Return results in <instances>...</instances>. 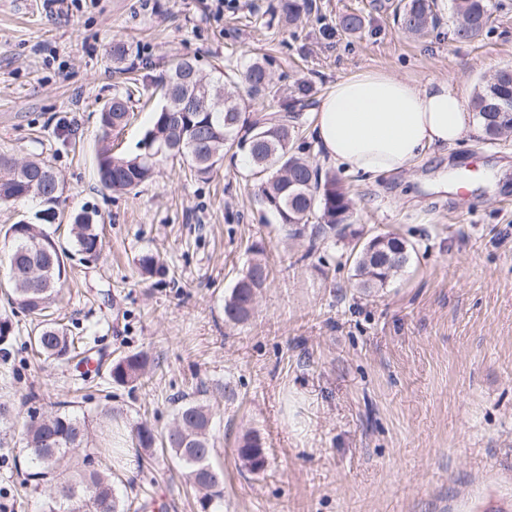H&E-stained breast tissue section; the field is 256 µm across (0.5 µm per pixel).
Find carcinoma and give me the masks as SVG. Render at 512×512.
<instances>
[{
    "label": "carcinoma",
    "instance_id": "carcinoma-1",
    "mask_svg": "<svg viewBox=\"0 0 512 512\" xmlns=\"http://www.w3.org/2000/svg\"><path fill=\"white\" fill-rule=\"evenodd\" d=\"M312 10V0H277L272 14L293 24ZM455 40L470 42L482 35L490 19L489 0H448ZM396 19L412 35L423 36L439 25L435 0H399ZM272 61L255 59L243 71L227 73L220 63L211 65V74L200 75L197 60L173 56L164 72L155 79L154 93L162 103L154 112L152 126L144 140L151 151L134 156L117 154L112 134L124 129L131 112L134 91L116 93L100 115L102 134L96 150L99 183L107 191L132 192L153 180L156 167L169 158H179L200 176L210 174L224 158V150L236 148L247 155L250 177L257 183V199L289 237L310 231V242L334 238L353 223L354 202L336 172L322 169L300 156L304 144H296L295 113L309 88L300 85L287 111L254 115L250 103L235 90L242 81L249 86L250 98L264 96L273 84ZM512 96V66L499 69L475 90L472 107L491 140L512 134V118L499 114L502 94ZM65 186L50 162L37 156L15 158L0 153V205L35 201L38 209L28 223L18 222L5 230L7 254L0 258L5 267L11 303L30 317L29 343L44 360L59 365L74 364L78 369L89 358L75 359V338L48 313L62 288L68 251L46 230L49 224H62ZM95 213L85 208L72 211L68 225L73 244L87 254H100L102 239L96 229ZM315 220L309 224V220ZM382 241L381 249L401 252L393 270L376 267L360 249L355 259L358 287L382 288L409 261L412 246L395 234H374L369 240ZM268 279V269L260 259L253 260L224 299L227 321L240 324L253 310L254 298ZM148 374L147 357L141 353L112 361L110 379L120 386L140 384ZM212 408L199 401H188L176 412L175 427L164 436L166 448L185 468L190 484L202 491L200 512H221L224 501V471L211 463L214 443L210 429ZM25 451L39 471L28 479L55 472L66 450L80 447L87 437L86 420L65 410L46 417L36 415L22 423ZM141 448L155 444L153 430L145 424L133 429ZM238 455L245 467L258 473L267 466V457L255 436H246ZM42 512H121L112 480L97 470L82 472L78 478L57 487L43 502Z\"/></svg>",
    "mask_w": 512,
    "mask_h": 512
}]
</instances>
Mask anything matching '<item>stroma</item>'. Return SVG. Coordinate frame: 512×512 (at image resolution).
<instances>
[{
	"label": "stroma",
	"mask_w": 512,
	"mask_h": 512,
	"mask_svg": "<svg viewBox=\"0 0 512 512\" xmlns=\"http://www.w3.org/2000/svg\"><path fill=\"white\" fill-rule=\"evenodd\" d=\"M398 0H313L293 26L272 20V0H76L56 13L46 0H0V150L46 157L71 210L98 213L104 249H70L56 317L93 337L102 372L34 359L29 319L0 298L17 331L0 355V489L6 512H39L48 485L19 494L32 465L19 427L59 402L88 424L98 445L109 428L174 422L179 401L213 409L211 462L224 471V512H485L512 503V137L478 133L450 153L427 152L396 174H342L356 216L345 237L309 247L260 223L246 167L225 158L200 177L179 162L160 166L139 193L101 189L99 114L124 90L112 45L128 44L142 76L173 54L243 69L273 58L274 93L256 112H280L295 82L309 88L299 132L321 163L314 114L337 78L363 69L452 79L465 97L512 66V0H491L486 31L455 41L441 20L423 37L405 33ZM363 17L361 33L340 26ZM468 175L473 190L442 180ZM376 233L412 243L408 264L381 288L356 286V246ZM160 255L163 273L142 277L138 259ZM270 277L250 319L233 325L224 298L254 258ZM146 353L136 387L105 372L127 353ZM260 440L263 472L237 450ZM131 465L101 454L124 512H199L185 470L160 448L128 444Z\"/></svg>",
	"instance_id": "35a3bbf8"
}]
</instances>
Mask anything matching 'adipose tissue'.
<instances>
[{
	"label": "adipose tissue",
	"instance_id": "obj_1",
	"mask_svg": "<svg viewBox=\"0 0 512 512\" xmlns=\"http://www.w3.org/2000/svg\"><path fill=\"white\" fill-rule=\"evenodd\" d=\"M314 130L326 162L369 177L409 167L427 150L458 147L477 127L448 78L364 70L328 88Z\"/></svg>",
	"mask_w": 512,
	"mask_h": 512
}]
</instances>
